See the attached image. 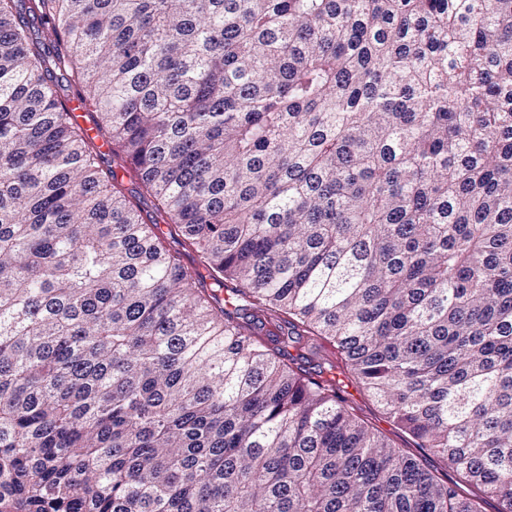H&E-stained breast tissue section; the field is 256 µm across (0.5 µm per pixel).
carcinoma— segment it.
I'll list each match as a JSON object with an SVG mask.
<instances>
[{"label":"carcinoma","mask_w":512,"mask_h":512,"mask_svg":"<svg viewBox=\"0 0 512 512\" xmlns=\"http://www.w3.org/2000/svg\"><path fill=\"white\" fill-rule=\"evenodd\" d=\"M321 353L512 512V0H0V512H482ZM346 383L348 387L342 394L347 405L355 409L370 428L385 436L393 446L414 456L426 469L439 477H447L448 483L458 480V474L447 464L446 460L440 456L429 454L427 451L424 452L420 448H415L411 437L394 425L365 390L350 382L346 381Z\"/></svg>","instance_id":"1"}]
</instances>
